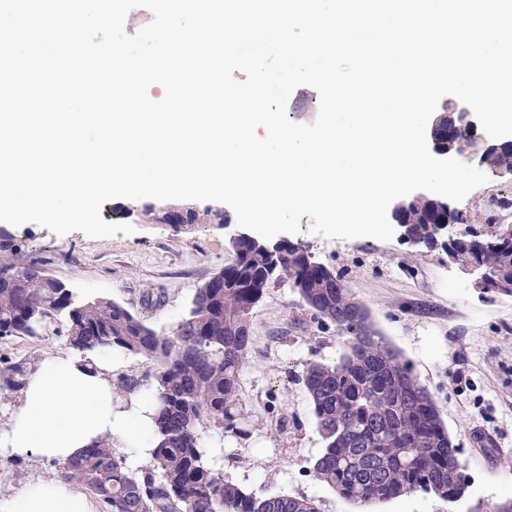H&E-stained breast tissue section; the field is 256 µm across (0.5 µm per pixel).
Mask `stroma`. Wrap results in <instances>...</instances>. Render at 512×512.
<instances>
[{
  "label": "stroma",
  "mask_w": 512,
  "mask_h": 512,
  "mask_svg": "<svg viewBox=\"0 0 512 512\" xmlns=\"http://www.w3.org/2000/svg\"><path fill=\"white\" fill-rule=\"evenodd\" d=\"M143 206L125 199L101 207L104 221L116 216L134 226L130 236H58L34 223L6 231L22 261L40 266L74 295L111 298L169 330L188 313L199 285L230 262L229 241L239 225L197 224L176 234L147 221ZM310 224L302 217L290 242L345 277L374 328L437 400L461 450L466 494L455 503L417 493L360 508L314 479L311 465L323 442L298 378L311 361H336L341 341L335 329H319L301 314L299 297L286 284L269 289L251 321V351L240 374L251 436L224 439L225 476L263 496L314 498L321 512H490L512 497V296L474 288L471 276L449 267L444 249L413 247L397 236L330 240L312 234ZM147 294L161 298V306H147ZM61 328L55 318L36 335L0 338V360L69 355ZM282 416L291 433L278 431ZM55 469L37 458L0 463V490L13 493L51 478Z\"/></svg>",
  "instance_id": "obj_1"
}]
</instances>
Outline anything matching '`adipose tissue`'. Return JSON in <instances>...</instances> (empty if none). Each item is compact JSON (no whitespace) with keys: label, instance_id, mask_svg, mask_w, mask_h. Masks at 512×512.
Segmentation results:
<instances>
[{"label":"adipose tissue","instance_id":"ef3b65f1","mask_svg":"<svg viewBox=\"0 0 512 512\" xmlns=\"http://www.w3.org/2000/svg\"><path fill=\"white\" fill-rule=\"evenodd\" d=\"M112 352L43 359L29 374L9 420L0 426V463L36 457L65 463L109 441L127 466L150 459L157 405L144 395L130 408L112 402ZM0 512H94L87 497L59 479L31 481L0 497Z\"/></svg>","mask_w":512,"mask_h":512}]
</instances>
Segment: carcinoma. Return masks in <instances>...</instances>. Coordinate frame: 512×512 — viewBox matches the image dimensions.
<instances>
[{
	"instance_id": "1",
	"label": "carcinoma",
	"mask_w": 512,
	"mask_h": 512,
	"mask_svg": "<svg viewBox=\"0 0 512 512\" xmlns=\"http://www.w3.org/2000/svg\"><path fill=\"white\" fill-rule=\"evenodd\" d=\"M483 163L512 172V149L484 150ZM410 212L414 246H436L434 225L421 221L428 200ZM145 216L180 233L194 224H227L220 208L189 207L173 214L151 205ZM451 241L460 267L479 265L512 293V237L464 230ZM233 260L196 290L188 314L172 331L141 320L104 297L79 299L35 266L14 259L18 248L0 238V336H33L47 318H64L66 342L78 353L112 350L136 366L112 384L115 399L150 391L158 404L160 440L149 464L131 470L108 442L63 465L55 475L98 499L101 512H319L307 496H258L224 478L209 458L204 429L244 439L240 371L251 348L254 310L274 285L298 293L303 314L318 327H335L343 353L333 364L317 361L300 381L324 443L313 477L343 499L367 506L422 493L449 501L467 487L460 449L438 404L401 353L368 322V308L344 277L313 260L301 245L270 250L262 240H230ZM37 355L0 366V394L18 395Z\"/></svg>"
}]
</instances>
